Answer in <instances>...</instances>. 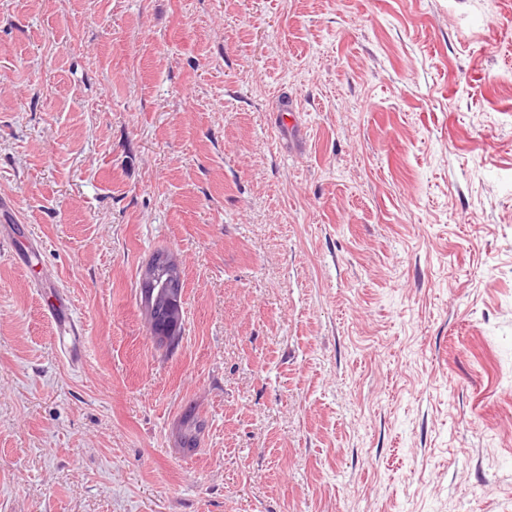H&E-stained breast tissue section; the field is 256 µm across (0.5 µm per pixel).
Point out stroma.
<instances>
[{"label":"stroma","instance_id":"obj_1","mask_svg":"<svg viewBox=\"0 0 512 512\" xmlns=\"http://www.w3.org/2000/svg\"><path fill=\"white\" fill-rule=\"evenodd\" d=\"M2 197L0 512H512V0H0ZM141 303L150 325L156 329V338L168 344L174 328L172 314L183 302V281L178 265L168 256L158 257L141 272ZM164 305L157 312V304ZM164 322V323H163ZM47 311L56 322L60 346L64 351H68L71 361H77L79 353L73 349V341L80 335V326L68 313L66 299L61 293L58 294L57 303H51ZM202 424L192 413L186 414L182 420L180 430V442L182 448L192 451L197 448L198 436L201 432Z\"/></svg>","mask_w":512,"mask_h":512}]
</instances>
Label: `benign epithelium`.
<instances>
[{
	"label": "benign epithelium",
	"instance_id": "7a95c632",
	"mask_svg": "<svg viewBox=\"0 0 512 512\" xmlns=\"http://www.w3.org/2000/svg\"><path fill=\"white\" fill-rule=\"evenodd\" d=\"M141 303L150 325L164 343L173 333V312L183 302V281L178 265L168 256L158 257L141 272Z\"/></svg>",
	"mask_w": 512,
	"mask_h": 512
}]
</instances>
